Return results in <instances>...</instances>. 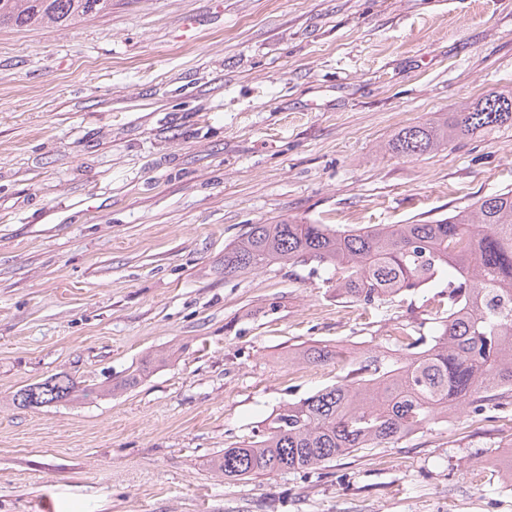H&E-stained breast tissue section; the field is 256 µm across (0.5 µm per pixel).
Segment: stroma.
Returning a JSON list of instances; mask_svg holds the SVG:
<instances>
[{"instance_id": "35a3bbf8", "label": "stroma", "mask_w": 512, "mask_h": 512, "mask_svg": "<svg viewBox=\"0 0 512 512\" xmlns=\"http://www.w3.org/2000/svg\"><path fill=\"white\" fill-rule=\"evenodd\" d=\"M510 88L512 0H112L0 29V512H512V422L462 410L322 467H209L398 328L436 336L446 285L366 306L313 263L225 276V247L512 189V127L387 148ZM312 343L341 361L289 359ZM59 373L93 394L12 405Z\"/></svg>"}]
</instances>
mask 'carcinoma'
Masks as SVG:
<instances>
[{"mask_svg": "<svg viewBox=\"0 0 512 512\" xmlns=\"http://www.w3.org/2000/svg\"><path fill=\"white\" fill-rule=\"evenodd\" d=\"M112 8V0H0V28L68 27ZM512 126V91L492 90L450 116L399 129L389 150L403 158ZM314 263L355 302L373 303L448 275V315L424 337L401 332L402 355H362L341 380L272 413L264 429L229 444L211 468L229 481L320 467L345 453L375 448L448 422L462 408L475 421L512 394V190L479 198L448 216L417 224L336 230L327 224H252L224 249V275L271 263ZM295 360L325 365L328 345L303 346ZM67 374L24 386L14 406L71 401Z\"/></svg>", "mask_w": 512, "mask_h": 512, "instance_id": "cac0c4a2", "label": "carcinoma"}]
</instances>
